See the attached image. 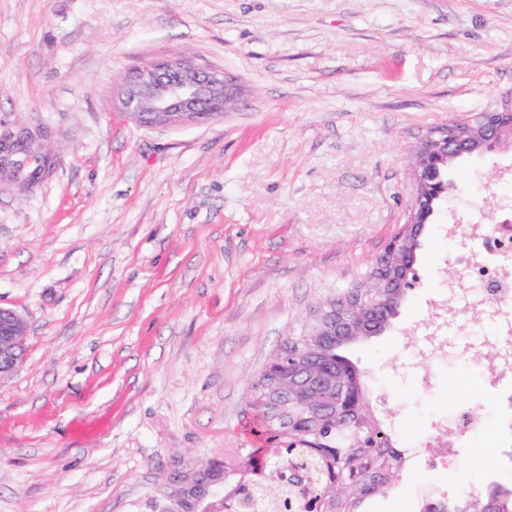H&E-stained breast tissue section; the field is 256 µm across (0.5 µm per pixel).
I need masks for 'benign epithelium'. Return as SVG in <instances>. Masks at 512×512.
<instances>
[{"label": "benign epithelium", "mask_w": 512, "mask_h": 512, "mask_svg": "<svg viewBox=\"0 0 512 512\" xmlns=\"http://www.w3.org/2000/svg\"><path fill=\"white\" fill-rule=\"evenodd\" d=\"M231 92L224 70L180 60L145 63L123 79L120 108L136 125L145 128L202 124L224 116ZM48 132L40 127L0 125V185L19 195L33 190L52 171L57 157L48 145ZM478 149L512 151V106L489 109L477 118L457 117L447 124V135L420 139L413 165V193L407 223L424 220L423 188L428 166L435 157L471 154ZM393 238L378 256L373 280L403 287L402 279L386 274L403 265ZM27 323L15 310L0 306V377L12 373L24 360Z\"/></svg>", "instance_id": "benign-epithelium-1"}]
</instances>
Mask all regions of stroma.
I'll use <instances>...</instances> for the list:
<instances>
[{
	"label": "stroma",
	"instance_id": "1",
	"mask_svg": "<svg viewBox=\"0 0 512 512\" xmlns=\"http://www.w3.org/2000/svg\"><path fill=\"white\" fill-rule=\"evenodd\" d=\"M183 58L233 79L223 119L130 122L122 76ZM509 100L512 0H0V123L47 128L58 157L31 192L0 190V306L28 324L0 381V512H144L171 460L252 448V384L366 282L408 219L420 137ZM510 172L507 151L449 169L398 314L351 350L395 440L438 436L462 403L485 427L425 449L365 512L512 487L494 390L458 360L491 332L484 306L411 359L461 225L490 223Z\"/></svg>",
	"mask_w": 512,
	"mask_h": 512
}]
</instances>
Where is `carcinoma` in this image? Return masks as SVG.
<instances>
[{"label": "carcinoma", "mask_w": 512, "mask_h": 512, "mask_svg": "<svg viewBox=\"0 0 512 512\" xmlns=\"http://www.w3.org/2000/svg\"><path fill=\"white\" fill-rule=\"evenodd\" d=\"M422 224L402 229L400 249L410 257L407 278L414 280V262ZM405 291L398 288L355 287L328 302L321 310L345 317L353 330L330 339L316 335L318 317L305 332L289 339L253 385L248 406L260 439L275 441L284 452L297 454L314 473V483L302 495L312 496L315 512H363L365 501L383 495L404 464L396 441L372 414L361 372L347 348L383 332L395 318ZM253 448L238 456L235 465L218 459L199 462L203 481L224 474L220 495L199 501L194 487L183 488L178 510L225 512L224 504L242 507L245 499L276 500L284 512L297 493L272 475L256 476ZM418 512H512V489L490 483L480 494L466 498L430 499Z\"/></svg>", "instance_id": "carcinoma-1"}]
</instances>
